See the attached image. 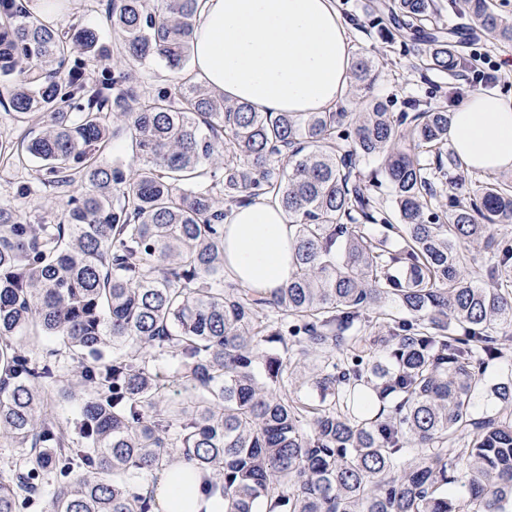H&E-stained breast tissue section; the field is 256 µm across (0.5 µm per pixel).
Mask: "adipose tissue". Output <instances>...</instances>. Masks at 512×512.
Instances as JSON below:
<instances>
[{"instance_id": "obj_1", "label": "adipose tissue", "mask_w": 512, "mask_h": 512, "mask_svg": "<svg viewBox=\"0 0 512 512\" xmlns=\"http://www.w3.org/2000/svg\"><path fill=\"white\" fill-rule=\"evenodd\" d=\"M347 27L335 0H203L192 67L206 85L261 112H321L346 91ZM451 146L471 170H512V97L478 91L459 108ZM294 228L279 203L233 208L224 224V267L242 287L270 294L295 272ZM151 512H224L193 469H165L137 488Z\"/></svg>"}]
</instances>
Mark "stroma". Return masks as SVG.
<instances>
[{
    "instance_id": "1",
    "label": "stroma",
    "mask_w": 512,
    "mask_h": 512,
    "mask_svg": "<svg viewBox=\"0 0 512 512\" xmlns=\"http://www.w3.org/2000/svg\"><path fill=\"white\" fill-rule=\"evenodd\" d=\"M335 3L346 22L352 51L366 52L377 60L378 78L371 93L385 102L393 114L413 113L442 102L447 104L449 111H456L473 92L472 86L465 81L466 76L485 70V62L489 59L501 66L492 92L512 96V42L491 39L473 28L469 20L455 11L451 0H437L439 14L435 24L456 30L457 50L469 58L465 71L452 75L425 68L415 47L385 43L382 27L373 11L375 0H335ZM52 22L59 27L79 23L98 28L102 42L111 48L121 40L119 32L104 25L97 0H67ZM487 179V174L462 166L444 169L435 181L436 195L429 206L430 211L446 216L449 195L468 197L476 185Z\"/></svg>"
}]
</instances>
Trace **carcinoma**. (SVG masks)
Wrapping results in <instances>:
<instances>
[{"mask_svg": "<svg viewBox=\"0 0 512 512\" xmlns=\"http://www.w3.org/2000/svg\"><path fill=\"white\" fill-rule=\"evenodd\" d=\"M103 2L114 50L0 0V96L18 123L48 118L0 138V163L39 162L0 200V446L17 449L0 512H150L140 480L182 463L212 474L224 512H512V375L484 378L512 335V247L494 236L512 181L434 222L418 153L442 157L448 106L258 112L185 74L199 0ZM459 2L512 41L492 0ZM381 8L389 41H425V68L461 66L456 31L425 30L436 0ZM149 63L182 83L138 98ZM375 77L353 57L349 86ZM120 135L130 176L106 161ZM370 156L392 198L378 217L355 173ZM258 197L295 228L294 277L269 297L224 271V219ZM464 241L489 250L484 277ZM74 401L77 417L54 412Z\"/></svg>", "mask_w": 512, "mask_h": 512, "instance_id": "carcinoma-1", "label": "carcinoma"}]
</instances>
